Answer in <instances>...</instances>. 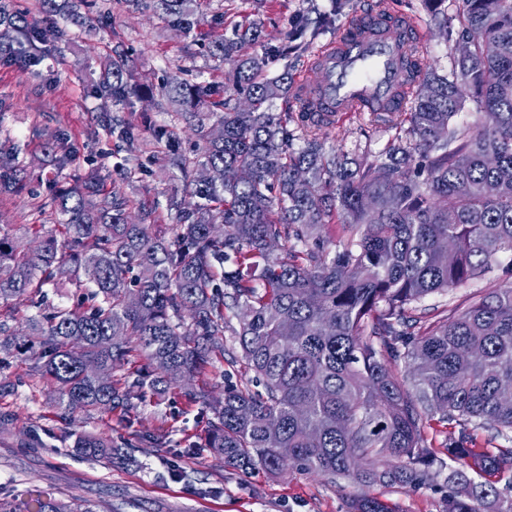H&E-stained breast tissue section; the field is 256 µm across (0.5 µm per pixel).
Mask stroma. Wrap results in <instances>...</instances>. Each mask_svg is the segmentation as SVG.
<instances>
[{"label": "stroma", "instance_id": "obj_1", "mask_svg": "<svg viewBox=\"0 0 512 512\" xmlns=\"http://www.w3.org/2000/svg\"><path fill=\"white\" fill-rule=\"evenodd\" d=\"M396 2L422 25L424 63L439 74L452 73L461 31L460 0H440L435 8L426 0ZM376 7L377 0H205L203 11L207 21L220 17L228 27L243 20L257 22L259 52L307 18L313 33L307 49L272 58L267 67L270 74L287 71L299 78L307 74L320 48ZM61 29L63 39L48 46L38 63L0 61V142L26 146V188L17 195L0 194V225L30 244L28 227L41 224L51 231L59 222L45 204L47 179L67 187L94 172L104 189L121 188L132 205L157 204L158 230L169 233V198L183 179L167 166L168 145L155 131L165 128L193 160L197 138L190 123L159 96H133L104 111L91 85L103 62L117 51L126 56L133 83L144 86H161L170 76L220 81L223 70L215 69L204 42L191 41L127 0H96L83 19ZM113 118L131 126L137 149L109 132ZM322 133L326 149L358 163L365 155L381 154L398 130L384 114L355 112L342 123L324 126ZM59 137L75 156L64 166L59 152L44 148ZM0 375L10 383L0 392V500L5 502L38 489L63 502L95 505L97 512H348L350 499L361 492L348 481L334 484L291 468L271 476L226 467L222 458L196 447L206 416L200 403L189 401L175 385L125 418L100 410L66 416L55 385L39 376L33 363L2 357ZM82 434L128 441L132 463L79 456L73 445ZM370 493L392 512H443L447 488L442 483L377 486Z\"/></svg>", "mask_w": 512, "mask_h": 512}]
</instances>
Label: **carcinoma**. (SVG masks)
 <instances>
[{
	"instance_id": "1",
	"label": "carcinoma",
	"mask_w": 512,
	"mask_h": 512,
	"mask_svg": "<svg viewBox=\"0 0 512 512\" xmlns=\"http://www.w3.org/2000/svg\"><path fill=\"white\" fill-rule=\"evenodd\" d=\"M167 25L198 35L200 0H132ZM94 0H40L46 25L0 4V59L20 54V36L45 43L55 21L76 20ZM461 39L482 32L455 60L452 76L423 67L409 48L407 111L402 135L381 156L356 167L327 151L312 113L275 112L291 90L286 71L270 77L269 56L306 48L295 23L279 46L247 52L257 24H238L212 41L210 58L227 64L224 85L170 78L161 95L194 122L202 141L197 169L208 179L184 180L199 199L176 211L170 235L153 227L157 208L119 189L56 187L52 210L63 237L43 236L30 250L0 228V300L38 294L60 271L86 289L80 304L28 319L27 334L0 321V351L32 361L57 385L70 414L90 408L127 414L169 389L168 373L195 378L224 359V331L241 355L231 364L252 373L224 397L189 390L211 413L205 447L239 470L276 474L295 468L360 486H417L436 481L446 460L473 473L448 474L445 512H512L493 478L512 473V447L478 448L475 432H512V281L473 297L451 314L422 307L434 293L466 285L512 256V0H462ZM475 99L481 123L453 124L460 88ZM134 88L116 54L92 85L117 103ZM234 96L231 107L224 96ZM300 129L303 146L291 148ZM22 149L0 145V185L20 192ZM339 226L337 240L327 234ZM276 239L280 249L267 243ZM238 319V327L232 319ZM151 372L96 381L89 361L111 372L130 353ZM404 362L397 374L388 360ZM275 418L271 432L267 421ZM446 428L441 447L424 435ZM125 443L80 435L74 448L125 462ZM0 512H94L31 495ZM350 512H390L369 495Z\"/></svg>"
}]
</instances>
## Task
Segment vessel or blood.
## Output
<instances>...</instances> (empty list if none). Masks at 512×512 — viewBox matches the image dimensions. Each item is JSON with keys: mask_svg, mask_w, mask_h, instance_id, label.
Masks as SVG:
<instances>
[{"mask_svg": "<svg viewBox=\"0 0 512 512\" xmlns=\"http://www.w3.org/2000/svg\"><path fill=\"white\" fill-rule=\"evenodd\" d=\"M420 36L413 15L360 16L335 43L316 52L319 80L299 82L300 105L316 111L323 120L347 116L361 106L373 112L405 110L404 63L411 42Z\"/></svg>", "mask_w": 512, "mask_h": 512, "instance_id": "obj_1", "label": "vessel or blood"}]
</instances>
